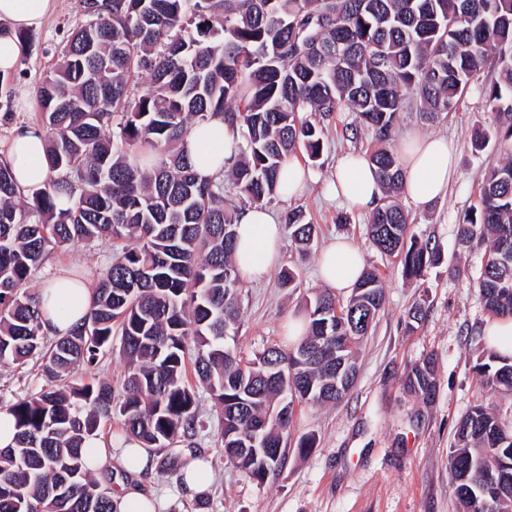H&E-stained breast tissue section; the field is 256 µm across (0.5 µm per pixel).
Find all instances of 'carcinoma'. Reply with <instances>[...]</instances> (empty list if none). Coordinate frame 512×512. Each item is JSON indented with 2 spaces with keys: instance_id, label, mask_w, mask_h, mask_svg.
<instances>
[{
  "instance_id": "carcinoma-1",
  "label": "carcinoma",
  "mask_w": 512,
  "mask_h": 512,
  "mask_svg": "<svg viewBox=\"0 0 512 512\" xmlns=\"http://www.w3.org/2000/svg\"><path fill=\"white\" fill-rule=\"evenodd\" d=\"M63 59L40 87L48 182L21 195L0 158V365L42 356L46 385L8 406L15 446L0 449V512H114L112 489L93 479L86 445L102 419L122 418L144 448L196 434L197 398L185 367L222 410L227 460L262 481L285 460L294 405L337 403L356 377L357 347L384 303L379 275L364 271L346 302L324 291L306 306L307 331L293 351L269 347L243 361L224 340L238 332L242 284L233 263L234 218L224 182L253 203L278 194L281 168L299 151L323 150L324 120L346 107L380 147L370 161L382 189L398 193L393 149L405 91L435 119L453 110L480 72L502 119L508 160L484 174L478 205L459 241L487 242L476 284L487 310L512 317V0H80ZM148 87L130 92L142 75ZM222 116L242 145L227 169L199 176L180 149L195 125ZM66 198L67 206H59ZM307 250L315 226L289 212ZM378 249L419 277L435 260L409 235L396 204L370 219ZM133 240L101 273L92 305L43 353L39 293L28 283L46 254L75 243ZM120 337L123 392L70 381ZM477 368L512 395V358L489 350ZM403 386L429 397L428 360ZM448 474L462 512H512V426L481 406L459 421Z\"/></svg>"
}]
</instances>
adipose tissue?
I'll list each match as a JSON object with an SVG mask.
<instances>
[{
  "label": "adipose tissue",
  "mask_w": 512,
  "mask_h": 512,
  "mask_svg": "<svg viewBox=\"0 0 512 512\" xmlns=\"http://www.w3.org/2000/svg\"><path fill=\"white\" fill-rule=\"evenodd\" d=\"M57 0H0V73L15 71L22 48L17 34L40 27L54 11ZM46 135L42 126L15 128L7 161L18 190L41 189L49 177L45 162ZM240 140L223 118L194 127L182 149L200 176L209 177L239 153ZM404 168L403 191L417 208H427L444 197L454 180L456 148L443 136L413 133L399 145ZM383 189L370 161L359 154L343 157L336 166L334 193L348 207L373 211ZM236 246L233 255L239 274L257 279L279 260L283 228L263 205L241 210L236 217ZM365 270L360 250L346 237H338L323 251L319 277L330 288L346 291L355 286ZM45 335L62 336L88 312L92 289L85 280L73 279L69 271L54 273L39 292Z\"/></svg>",
  "instance_id": "adipose-tissue-1"
}]
</instances>
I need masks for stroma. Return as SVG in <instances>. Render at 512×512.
I'll return each instance as SVG.
<instances>
[{"label": "stroma", "mask_w": 512, "mask_h": 512, "mask_svg": "<svg viewBox=\"0 0 512 512\" xmlns=\"http://www.w3.org/2000/svg\"><path fill=\"white\" fill-rule=\"evenodd\" d=\"M84 21L78 0H58L43 25L28 32L19 68L0 82V158L15 126L40 122L41 82L58 63L69 33ZM496 77L494 70H484L455 109L437 121L422 120L415 111L401 113L398 120L397 137L411 132L440 135L450 138L457 149V175L447 194L423 210L410 203L404 206L411 234L437 254L435 264L421 277L407 278L399 258L374 245L367 228L369 213L326 198L337 159L349 152L367 154L376 146L373 132L357 127L349 110L336 113L325 129L322 155L311 166L315 182L300 197L268 201L280 223L288 212H302L305 221L315 225L316 237L305 253L291 238H284L277 269L244 281L239 330L226 341L238 357L253 358L270 346L290 351L286 326L305 314L307 301L324 290L317 265L333 236L352 239L363 252L366 267L379 273L386 295L382 312L360 346L358 377L347 397L336 405L295 406L284 436L283 467L260 483L227 461L218 441L220 411L190 366L186 379L199 405L193 445L151 449L156 469L145 476L113 461L96 474V481L111 488L124 482L156 493L164 501L163 512H459L448 480V450L455 444L458 421L480 404L512 425V396L486 386L475 370L486 347L482 333L490 314L472 276L485 249L477 240L461 245L457 237L459 222L479 201L484 173L503 157L495 139L498 115L481 94L482 86ZM21 91L31 97L30 106L17 103ZM480 132L490 135L491 141L477 151L472 138ZM118 252L108 240L51 250L29 286L40 288L58 265L96 282ZM283 268L297 271L295 287L283 285ZM416 307L422 315L413 321L408 313ZM426 359L435 364L437 384L423 399L405 393L402 379ZM44 383L38 362L0 366V407L38 391ZM308 436L315 439L313 448L299 452L300 440ZM189 451L205 455L213 470L211 484L199 493L185 491L179 478L157 469L166 457Z\"/></svg>", "instance_id": "stroma-1"}]
</instances>
